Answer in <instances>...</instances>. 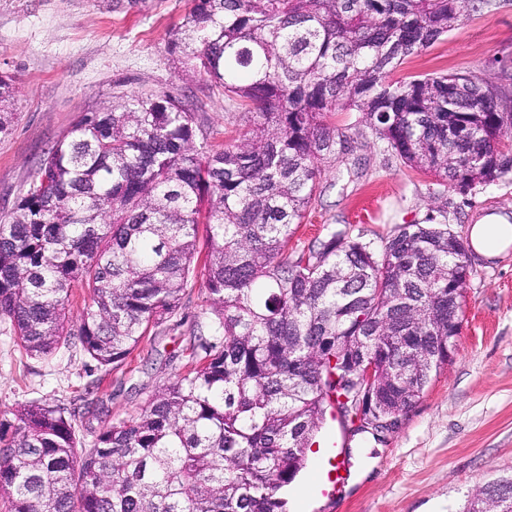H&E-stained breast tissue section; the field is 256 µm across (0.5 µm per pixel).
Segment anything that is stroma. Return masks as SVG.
I'll list each match as a JSON object with an SVG mask.
<instances>
[{
    "label": "stroma",
    "instance_id": "obj_1",
    "mask_svg": "<svg viewBox=\"0 0 512 512\" xmlns=\"http://www.w3.org/2000/svg\"><path fill=\"white\" fill-rule=\"evenodd\" d=\"M192 0H0V75L15 77L17 120L0 135V217L17 204L40 159L80 115L113 96L166 91L197 100L203 135L196 144L221 148L242 136L248 119L223 89L184 73L168 48L169 32ZM471 74L492 83L512 76V0L462 19L422 53L404 60L394 79ZM512 218V174L468 191L411 169L372 138L358 139L343 159L325 163L307 217L288 244L297 251L324 227L382 248L401 224H442L468 237L485 212ZM212 318L203 281L178 312L150 332L120 369L97 365L81 349L60 346L27 357L0 324V422L18 404L40 401L94 413L78 418L76 436L91 443L109 421L142 408L186 362L184 350ZM456 349L420 399L368 447L340 420L326 418L316 436L325 453L307 461L282 490L288 512H459L468 493L512 472V248L488 260L472 255ZM350 475L339 492L295 497L311 468Z\"/></svg>",
    "mask_w": 512,
    "mask_h": 512
}]
</instances>
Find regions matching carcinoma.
Returning <instances> with one entry per match:
<instances>
[{"mask_svg":"<svg viewBox=\"0 0 512 512\" xmlns=\"http://www.w3.org/2000/svg\"><path fill=\"white\" fill-rule=\"evenodd\" d=\"M495 0H193L169 44L242 102L250 129L201 151L197 110L161 91L85 112L0 219V323L43 357L78 345L116 369L203 276L213 318L186 370L78 449L76 414L20 404L0 422L5 512H286L327 405L347 420L352 374L377 357L379 412L408 411L460 330L448 270L472 247L400 224L376 251L343 229L288 253L323 163L362 114L403 163L460 190L512 173V94L473 75L392 79ZM0 75V134L16 113ZM208 252L197 269L200 233ZM83 291L77 326L66 306ZM462 512H512V475Z\"/></svg>","mask_w":512,"mask_h":512,"instance_id":"1","label":"carcinoma"}]
</instances>
